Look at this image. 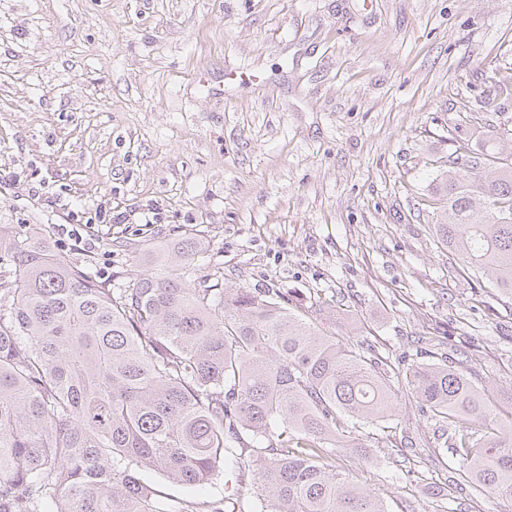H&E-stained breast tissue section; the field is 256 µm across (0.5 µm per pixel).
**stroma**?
<instances>
[{
  "label": "stroma",
  "instance_id": "35a3bbf8",
  "mask_svg": "<svg viewBox=\"0 0 512 512\" xmlns=\"http://www.w3.org/2000/svg\"><path fill=\"white\" fill-rule=\"evenodd\" d=\"M494 73L512 75V0H0V224L44 225L58 259L126 282L161 274L146 244L200 232L193 287L334 302L324 333L453 353L505 418L512 300L449 261L428 206L453 136L512 132V101L476 109ZM99 211L87 250L61 233ZM441 432L404 391L355 432L370 461L332 457L389 512H448L424 484L455 478ZM139 476L262 509L229 458L195 487Z\"/></svg>",
  "mask_w": 512,
  "mask_h": 512
}]
</instances>
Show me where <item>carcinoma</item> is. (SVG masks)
Listing matches in <instances>:
<instances>
[{"instance_id":"1","label":"carcinoma","mask_w":512,"mask_h":512,"mask_svg":"<svg viewBox=\"0 0 512 512\" xmlns=\"http://www.w3.org/2000/svg\"><path fill=\"white\" fill-rule=\"evenodd\" d=\"M512 99V77L484 107ZM448 256L512 296V163L500 138L460 136L433 180ZM169 268L123 288L86 257L61 261L0 225V512H235L143 485L153 468L204 484L233 457L254 473L271 512H388L383 499L330 462L333 448L369 458L350 426L395 416L403 382L423 414L448 423L460 491L512 501V421L488 418L485 391L457 362L405 366L368 344L323 333L279 288H192L204 254L185 233L148 245Z\"/></svg>"}]
</instances>
